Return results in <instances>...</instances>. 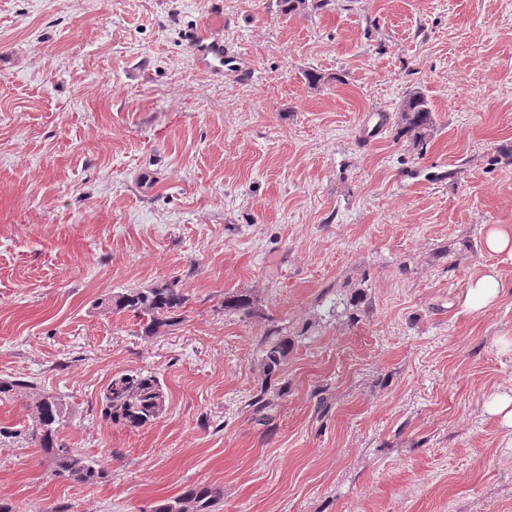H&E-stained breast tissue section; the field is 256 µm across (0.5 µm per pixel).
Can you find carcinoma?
I'll return each mask as SVG.
<instances>
[{
  "label": "carcinoma",
  "mask_w": 512,
  "mask_h": 512,
  "mask_svg": "<svg viewBox=\"0 0 512 512\" xmlns=\"http://www.w3.org/2000/svg\"><path fill=\"white\" fill-rule=\"evenodd\" d=\"M402 134L414 144L424 147L433 131L432 109L425 97L417 91L406 95L398 115ZM186 304V298L172 285L161 288H126L98 302V307L110 313L132 312L139 318L141 334L154 336L164 326L178 322L175 313ZM256 307L248 294L224 297L227 312L249 313ZM292 343L276 329L268 333L261 344L260 362L265 377L278 375ZM284 394L264 385L252 396L248 407L260 419H269L273 400ZM18 395L32 401L30 422L24 431L0 429L3 438H20L36 447V451L52 466L54 475L78 484H96L108 478L109 472L97 461L70 447L59 431L65 418L64 408L57 399L24 379L0 380V399ZM166 393L153 373L143 369H129L112 376L102 395V415L114 425L131 429L142 428L153 422L165 409ZM224 497L219 486L196 485L186 488L173 498L161 499L151 512H208L211 504Z\"/></svg>",
  "instance_id": "carcinoma-1"
}]
</instances>
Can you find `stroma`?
<instances>
[{"instance_id":"1","label":"stroma","mask_w":512,"mask_h":512,"mask_svg":"<svg viewBox=\"0 0 512 512\" xmlns=\"http://www.w3.org/2000/svg\"><path fill=\"white\" fill-rule=\"evenodd\" d=\"M223 2L254 79L190 54L210 0H0V379L55 396L110 474L4 439L0 501L151 512L213 484L211 512H512V430L485 409L512 391V257L483 247L512 231V0ZM412 90L423 149L397 133ZM491 266L501 297L466 310ZM165 284L187 302L153 337L97 306ZM275 326L293 348L264 423ZM136 368L165 410L112 425L101 393ZM398 115L402 134L423 149L433 131L432 109L425 97L417 91L410 92L403 100ZM282 389V390H281ZM285 386L280 387L277 392L268 387L267 384L261 386L260 390H257L256 393L252 396V399L249 401L248 406L252 408V411L255 415H259L261 420H268V411L271 410L273 406V400L275 396L278 398L284 394Z\"/></svg>"}]
</instances>
